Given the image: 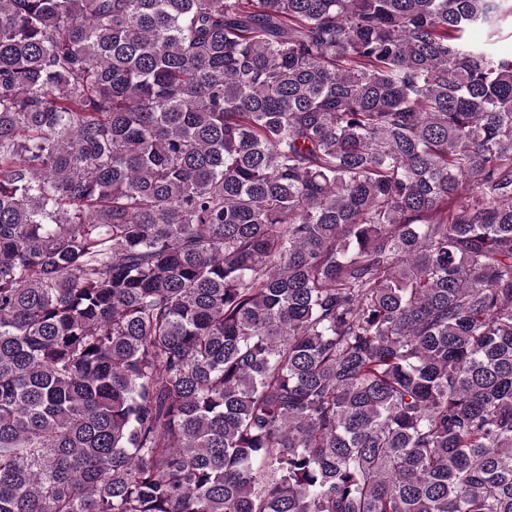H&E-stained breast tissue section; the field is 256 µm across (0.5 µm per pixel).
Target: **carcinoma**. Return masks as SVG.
<instances>
[{
	"label": "carcinoma",
	"instance_id": "cac0c4a2",
	"mask_svg": "<svg viewBox=\"0 0 512 512\" xmlns=\"http://www.w3.org/2000/svg\"><path fill=\"white\" fill-rule=\"evenodd\" d=\"M507 18L0 0V512H512Z\"/></svg>",
	"mask_w": 512,
	"mask_h": 512
}]
</instances>
